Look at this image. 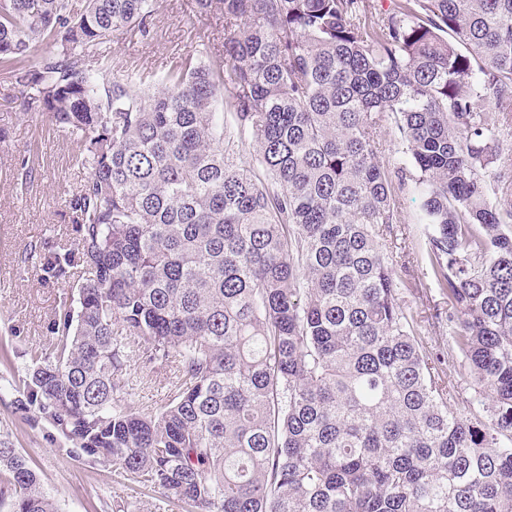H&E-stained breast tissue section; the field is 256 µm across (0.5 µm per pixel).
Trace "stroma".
I'll use <instances>...</instances> for the list:
<instances>
[{"instance_id": "stroma-1", "label": "stroma", "mask_w": 512, "mask_h": 512, "mask_svg": "<svg viewBox=\"0 0 512 512\" xmlns=\"http://www.w3.org/2000/svg\"><path fill=\"white\" fill-rule=\"evenodd\" d=\"M208 34L207 55L224 52V19L204 14L196 0H156L149 35L131 29L109 54L125 76L160 79L197 53L200 34ZM74 141L46 115L23 111L0 67V440L10 441L38 474L60 512H193L184 502L167 499L149 488H131L113 466L77 459L48 422L28 420L17 405V386L32 367L31 350L49 352L53 322L70 305L88 273L81 263L66 265L64 274L48 268L47 257L76 253L79 232L68 198L85 173L74 167ZM35 169L26 191L17 192L21 162ZM400 221L383 239L394 259L404 307L413 312L421 339L432 354L450 359L449 373L457 386V407L473 412L475 387L460 359L452 355L447 322L437 321L448 310V298L437 285L427 259L428 229L417 215L422 200L411 181L394 180ZM38 258H29L31 248ZM174 360L130 353L123 375L125 390L116 403L160 409L176 382Z\"/></svg>"}]
</instances>
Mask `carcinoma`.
<instances>
[{"label": "carcinoma", "mask_w": 512, "mask_h": 512, "mask_svg": "<svg viewBox=\"0 0 512 512\" xmlns=\"http://www.w3.org/2000/svg\"><path fill=\"white\" fill-rule=\"evenodd\" d=\"M389 2L197 0L224 58L155 86L102 51L153 0H0L16 99L87 172L69 206L91 278L19 400L69 452L194 512H512V0ZM386 117L488 422L401 303ZM139 349L177 361L156 411L114 403ZM0 512H58L5 440Z\"/></svg>", "instance_id": "1"}]
</instances>
